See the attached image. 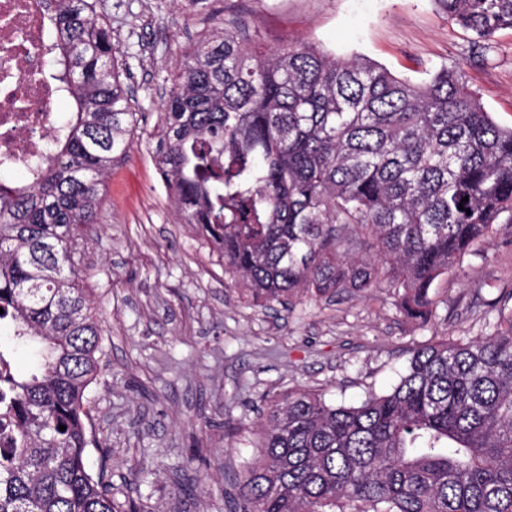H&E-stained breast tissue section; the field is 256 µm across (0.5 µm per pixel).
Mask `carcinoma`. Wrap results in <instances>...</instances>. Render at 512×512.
<instances>
[{
	"label": "carcinoma",
	"mask_w": 512,
	"mask_h": 512,
	"mask_svg": "<svg viewBox=\"0 0 512 512\" xmlns=\"http://www.w3.org/2000/svg\"><path fill=\"white\" fill-rule=\"evenodd\" d=\"M438 3L480 39L512 28V0ZM48 14L72 110L34 180L0 178V512H134L86 467L102 346L76 256L137 118L96 2L48 0ZM156 157L179 223L222 246L261 307L386 288L426 324L435 280L512 223V128L457 71L413 83L313 43L260 51L233 18L180 64ZM16 347L37 361L28 376ZM260 438L243 512H512V311L414 348L387 394H281Z\"/></svg>",
	"instance_id": "cac0c4a2"
}]
</instances>
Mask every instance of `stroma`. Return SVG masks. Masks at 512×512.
<instances>
[{"mask_svg":"<svg viewBox=\"0 0 512 512\" xmlns=\"http://www.w3.org/2000/svg\"><path fill=\"white\" fill-rule=\"evenodd\" d=\"M128 73L137 125L101 190L80 275L102 327L103 356L84 397L90 474L138 512H239L237 484L257 452L258 414L294 387L329 402L389 391L410 349L489 332L512 291V223L494 225L432 286L424 326L385 290H344L294 309L257 307L224 272L222 249L179 223L155 157L161 105L191 45L225 19L265 43L310 42L421 82L460 68L501 127H512V29L487 40L448 21L437 0H99Z\"/></svg>","mask_w":512,"mask_h":512,"instance_id":"1","label":"stroma"}]
</instances>
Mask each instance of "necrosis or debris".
Segmentation results:
<instances>
[{
    "mask_svg": "<svg viewBox=\"0 0 512 512\" xmlns=\"http://www.w3.org/2000/svg\"><path fill=\"white\" fill-rule=\"evenodd\" d=\"M44 0H0V169L31 167L62 128L59 83L46 71L52 50Z\"/></svg>",
    "mask_w": 512,
    "mask_h": 512,
    "instance_id": "1",
    "label": "necrosis or debris"
}]
</instances>
